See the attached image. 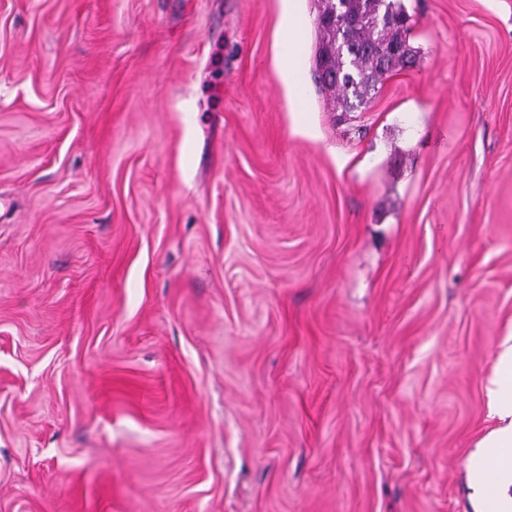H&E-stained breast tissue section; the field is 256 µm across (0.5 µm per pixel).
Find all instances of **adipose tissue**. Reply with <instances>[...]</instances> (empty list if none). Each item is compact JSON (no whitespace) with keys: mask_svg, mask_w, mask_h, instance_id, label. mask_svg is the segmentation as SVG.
Returning <instances> with one entry per match:
<instances>
[{"mask_svg":"<svg viewBox=\"0 0 512 512\" xmlns=\"http://www.w3.org/2000/svg\"><path fill=\"white\" fill-rule=\"evenodd\" d=\"M303 26L296 14H288L283 27V76L289 89L298 90L302 69ZM488 406L500 425L480 440L472 461L487 463L497 450L512 451V336H507L497 357L495 374L487 388Z\"/></svg>","mask_w":512,"mask_h":512,"instance_id":"ef3b65f1","label":"adipose tissue"}]
</instances>
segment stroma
I'll list each match as a JSON object with an SVG mask.
<instances>
[{"instance_id":"35a3bbf8","label":"stroma","mask_w":512,"mask_h":512,"mask_svg":"<svg viewBox=\"0 0 512 512\" xmlns=\"http://www.w3.org/2000/svg\"><path fill=\"white\" fill-rule=\"evenodd\" d=\"M402 5L344 112L319 0H0V512H474L512 0ZM303 30L299 17L288 10L282 32L283 76L292 91H297L301 86Z\"/></svg>"}]
</instances>
